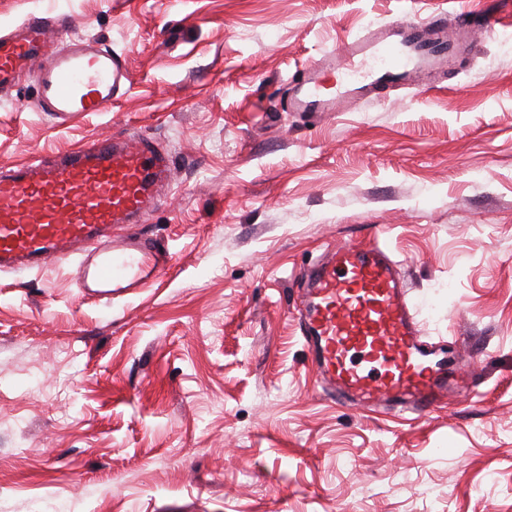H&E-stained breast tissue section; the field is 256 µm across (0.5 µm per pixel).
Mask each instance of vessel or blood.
<instances>
[{
	"mask_svg": "<svg viewBox=\"0 0 512 512\" xmlns=\"http://www.w3.org/2000/svg\"><path fill=\"white\" fill-rule=\"evenodd\" d=\"M67 17L34 16L0 34V90L39 68L42 111H107L132 84L123 55L93 43H54ZM458 15L447 22L410 18L383 32L346 42L342 79L324 92L309 75L290 106L322 112L385 88L422 86L424 77L472 50V35L494 27ZM169 158L145 135L97 137L51 159L0 168V271H36L76 262L80 288L122 297L149 286L168 267L167 255L146 260L144 246L119 236L138 223L172 183ZM399 264L379 240L345 243L308 269L300 290V332L324 390L355 408L425 416L452 392L469 389L473 373L439 353L446 340H423Z\"/></svg>",
	"mask_w": 512,
	"mask_h": 512,
	"instance_id": "obj_1",
	"label": "vessel or blood"
}]
</instances>
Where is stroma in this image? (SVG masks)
Returning a JSON list of instances; mask_svg holds the SVG:
<instances>
[{"label":"stroma","instance_id":"1","mask_svg":"<svg viewBox=\"0 0 512 512\" xmlns=\"http://www.w3.org/2000/svg\"><path fill=\"white\" fill-rule=\"evenodd\" d=\"M463 8L503 30L433 89L289 111L345 41ZM60 14L133 82L66 121L38 72L0 90V164L149 134L172 185L124 233L173 261L112 300L0 273V512H512V0H0V32ZM376 227L478 378L428 416L332 401L299 333L304 265Z\"/></svg>","mask_w":512,"mask_h":512}]
</instances>
